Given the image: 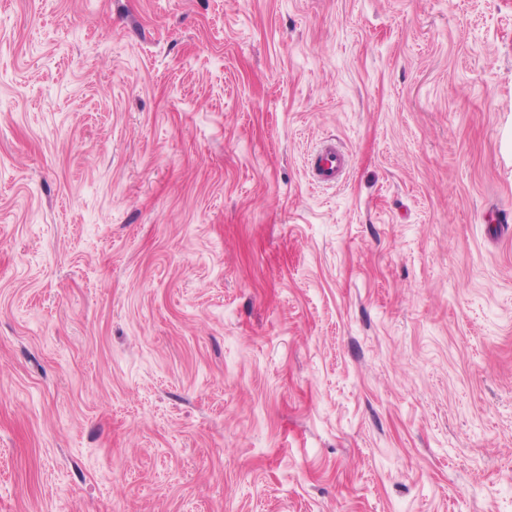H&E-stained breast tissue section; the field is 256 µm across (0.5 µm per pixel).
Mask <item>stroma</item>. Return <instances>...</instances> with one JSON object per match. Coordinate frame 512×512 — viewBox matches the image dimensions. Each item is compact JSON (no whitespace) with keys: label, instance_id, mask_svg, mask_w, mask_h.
<instances>
[{"label":"stroma","instance_id":"1","mask_svg":"<svg viewBox=\"0 0 512 512\" xmlns=\"http://www.w3.org/2000/svg\"><path fill=\"white\" fill-rule=\"evenodd\" d=\"M507 130L512 0H0V512H512ZM348 156L334 143H323L308 159L311 181L318 185H335L348 166Z\"/></svg>","mask_w":512,"mask_h":512}]
</instances>
